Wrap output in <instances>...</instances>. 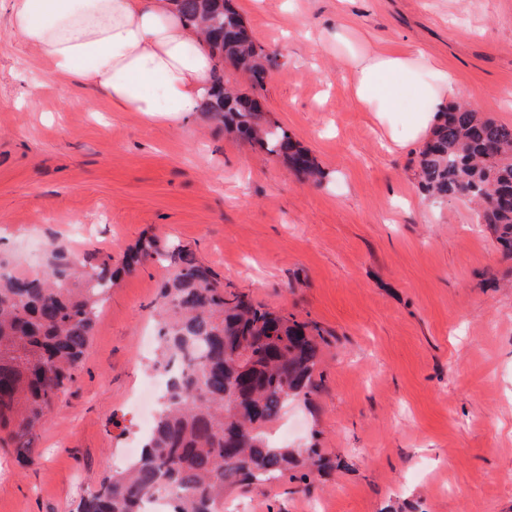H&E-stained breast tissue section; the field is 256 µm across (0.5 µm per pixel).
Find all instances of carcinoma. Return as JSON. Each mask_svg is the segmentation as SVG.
Listing matches in <instances>:
<instances>
[{
    "instance_id": "carcinoma-1",
    "label": "carcinoma",
    "mask_w": 512,
    "mask_h": 512,
    "mask_svg": "<svg viewBox=\"0 0 512 512\" xmlns=\"http://www.w3.org/2000/svg\"><path fill=\"white\" fill-rule=\"evenodd\" d=\"M201 28L214 59L208 112L226 134L251 140L295 176L318 180L310 152L288 131L262 123L263 96L276 59L267 54L230 0H171ZM248 76L250 89L224 87V64ZM419 184L435 200L464 198L477 223L512 257V125L456 104L441 113L418 154ZM156 255L171 268L161 287L154 367L169 373L163 411L140 455L105 476L78 512H142L155 499L171 512H221L224 489L282 475L294 461L266 429L288 399L308 393L320 359L319 331L243 293L224 292L214 271L179 245L155 242L127 253L122 266L94 273L51 246L42 274L0 273V447L31 455L34 428L77 383V366L118 276ZM305 480L325 466L307 450Z\"/></svg>"
}]
</instances>
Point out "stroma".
<instances>
[{"mask_svg": "<svg viewBox=\"0 0 512 512\" xmlns=\"http://www.w3.org/2000/svg\"><path fill=\"white\" fill-rule=\"evenodd\" d=\"M233 5L279 62L265 117L311 151L321 183L207 112H116L59 83L1 9L0 255L40 273L53 240L92 271L148 238L179 244L225 289L320 330L314 389L272 430L325 467L228 488L227 512H512V259L467 200L420 192L419 144L392 142L402 113L358 102L350 64L368 47L421 52L512 125V0ZM34 79L36 107L15 108ZM168 273L148 258L113 288L31 463L0 447V512H76L127 463Z\"/></svg>", "mask_w": 512, "mask_h": 512, "instance_id": "obj_1", "label": "stroma"}]
</instances>
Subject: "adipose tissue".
Wrapping results in <instances>:
<instances>
[{
  "label": "adipose tissue",
  "mask_w": 512,
  "mask_h": 512,
  "mask_svg": "<svg viewBox=\"0 0 512 512\" xmlns=\"http://www.w3.org/2000/svg\"><path fill=\"white\" fill-rule=\"evenodd\" d=\"M11 28L61 80L94 90L117 111H199L212 63L199 33L170 0H8ZM354 95L378 112H406L407 133L427 138L444 103L465 94L420 55L355 58Z\"/></svg>",
  "instance_id": "ef3b65f1"
}]
</instances>
